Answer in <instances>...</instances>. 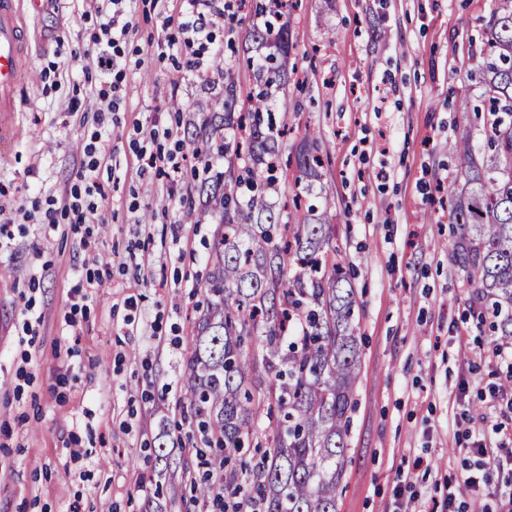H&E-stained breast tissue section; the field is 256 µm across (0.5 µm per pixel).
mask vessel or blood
Instances as JSON below:
<instances>
[{"instance_id":"b4317fda","label":"vessel or blood","mask_w":512,"mask_h":512,"mask_svg":"<svg viewBox=\"0 0 512 512\" xmlns=\"http://www.w3.org/2000/svg\"><path fill=\"white\" fill-rule=\"evenodd\" d=\"M47 0H0V123H7L16 110V96L22 81L20 61L29 48L21 10L40 16Z\"/></svg>"}]
</instances>
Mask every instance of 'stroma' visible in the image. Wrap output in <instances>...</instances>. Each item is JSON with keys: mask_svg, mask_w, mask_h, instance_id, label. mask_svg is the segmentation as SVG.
Instances as JSON below:
<instances>
[{"mask_svg": "<svg viewBox=\"0 0 512 512\" xmlns=\"http://www.w3.org/2000/svg\"><path fill=\"white\" fill-rule=\"evenodd\" d=\"M181 0H137L107 90L90 38L110 0H54L25 17L30 49L10 132L0 137V512H215L192 502L204 471L184 397L186 347L212 267L218 219L202 184L223 158L177 170L141 166L135 145L162 151L205 138L224 115V84L249 107L261 17L242 10L215 27L223 60L214 85L185 72L166 16ZM498 0H298L286 19L293 49L274 97L284 171L271 198L330 199L332 243L350 272L359 314L354 392L337 512H442L445 483L477 468L472 435L501 422L512 396L483 307L455 260L456 237L437 183L458 178L459 138L483 149L472 76ZM115 103L99 112V102ZM384 112H375V105ZM112 154L95 180L102 224L71 223L72 200L100 124ZM320 134V176L303 187L295 155ZM194 203L185 211L181 199ZM56 225L40 223L47 207ZM109 265L92 298L76 287ZM164 445L174 463L153 454Z\"/></svg>", "mask_w": 512, "mask_h": 512, "instance_id": "35a3bbf8", "label": "stroma"}]
</instances>
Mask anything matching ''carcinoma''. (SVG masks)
Instances as JSON below:
<instances>
[{
    "label": "carcinoma",
    "instance_id": "obj_1",
    "mask_svg": "<svg viewBox=\"0 0 512 512\" xmlns=\"http://www.w3.org/2000/svg\"><path fill=\"white\" fill-rule=\"evenodd\" d=\"M264 18L252 39L268 53L253 65L249 125L235 118L234 85L224 87V127L245 132L248 152L222 153L230 186L216 184L220 213L215 259L200 294L206 306L188 348L184 404L206 448L221 452L224 498L258 504L260 512H337L347 464L354 388L361 370L355 335V290L332 246L326 212L311 209L290 224L287 205L275 207L281 133L269 100L288 72V28L275 10L251 0ZM490 50L474 72L489 100L483 132L494 149L479 163L472 135L460 137L462 188L448 186L451 223L459 232L457 259L489 301L500 335L512 337V0L489 21ZM317 138L306 134L297 156L305 178L318 176ZM280 416L264 427L265 405ZM252 448L258 461L243 460Z\"/></svg>",
    "mask_w": 512,
    "mask_h": 512
}]
</instances>
